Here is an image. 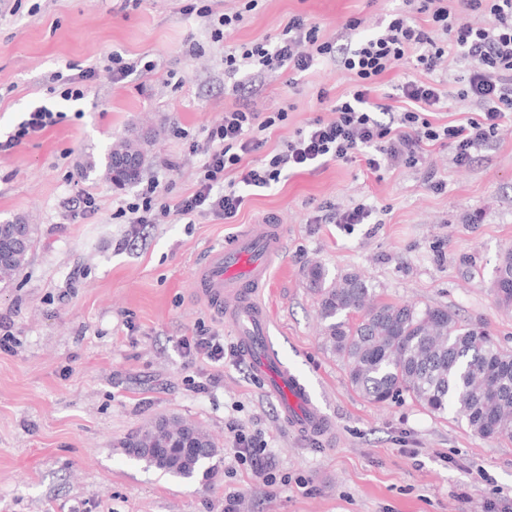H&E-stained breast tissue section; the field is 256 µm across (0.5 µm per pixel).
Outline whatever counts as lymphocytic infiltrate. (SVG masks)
Masks as SVG:
<instances>
[{"label": "lymphocytic infiltrate", "instance_id": "obj_1", "mask_svg": "<svg viewBox=\"0 0 512 512\" xmlns=\"http://www.w3.org/2000/svg\"><path fill=\"white\" fill-rule=\"evenodd\" d=\"M378 33L342 48L320 41L319 28L301 14L289 18L274 41L242 44L224 57V71L234 76H255L280 70L299 76L319 63L339 58L353 77L346 97L330 100L328 90L317 93L318 102H331L330 119L315 118L307 129L282 149L264 152L266 131L288 119L285 110L260 115L241 105L225 110L222 122L209 126L203 142L191 143L204 162L196 188L175 206L161 200L159 185L149 182L128 211L135 224H152L157 214L176 213L191 218L204 215L234 223L246 204V191L264 189L285 173L334 160L344 162L364 155L371 171L383 166L414 165L424 147L448 145L455 165H468L500 122L512 112V0H404ZM470 15L486 19L483 27L467 23ZM470 62L462 94L480 108L479 117L436 124L428 115L437 111L442 93L435 83L404 79L396 84L401 111L389 112L373 94L380 80L397 61L412 58L426 72H434L447 58ZM388 120H381V113ZM62 113L39 106L28 112L0 140V152L10 151L32 136L61 122ZM262 152L256 164L246 156ZM234 180H225V172Z\"/></svg>", "mask_w": 512, "mask_h": 512}]
</instances>
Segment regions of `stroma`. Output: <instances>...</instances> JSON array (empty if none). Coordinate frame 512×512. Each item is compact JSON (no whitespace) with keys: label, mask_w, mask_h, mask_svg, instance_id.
I'll use <instances>...</instances> for the list:
<instances>
[{"label":"stroma","mask_w":512,"mask_h":512,"mask_svg":"<svg viewBox=\"0 0 512 512\" xmlns=\"http://www.w3.org/2000/svg\"><path fill=\"white\" fill-rule=\"evenodd\" d=\"M190 0H0V135L39 105L62 123L0 152V218L35 226L22 271L0 283V512H512V441L486 439L453 415L428 411L409 395L377 407L351 387L325 346L317 297L306 285L314 263L329 278L362 274L378 300L443 306L512 350V308L497 305L495 271L512 249V116L473 162L459 167L448 146L426 149L414 167L370 172L364 157L289 174L247 199L236 223L172 214L130 226L124 209L141 185L159 182L176 204L194 189L203 163L190 151L207 126L245 102L257 112L287 110L268 133L281 148L322 111L320 88L345 95L352 81L325 61L290 83L265 74L243 96L227 93L224 52L275 37L295 14L342 45L373 35L402 0H258L243 23L213 41L206 19L183 14ZM360 19L356 30L347 21ZM150 61L123 81L112 52ZM94 68L83 98L50 92V75ZM466 61L426 73L396 64L378 85L386 102L402 76L435 80L445 96L431 121L477 116L461 96ZM152 130L139 183L118 188L82 177L132 128ZM443 181V190L429 179ZM95 200L79 215L75 203ZM377 206L374 224H317L321 208ZM284 227L263 290L281 360L310 389L334 433L312 437L284 423L239 355L231 326L192 288L205 250L238 228L266 220ZM224 338V362L185 356L180 342L199 328ZM212 378L208 391L195 382ZM182 418L217 441L218 472L184 482L146 468L122 444L150 419ZM260 432L274 483L235 456L230 426Z\"/></svg>","instance_id":"stroma-1"}]
</instances>
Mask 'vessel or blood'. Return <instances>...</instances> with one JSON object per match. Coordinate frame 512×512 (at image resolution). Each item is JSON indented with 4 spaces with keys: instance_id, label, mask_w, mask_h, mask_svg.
Wrapping results in <instances>:
<instances>
[{
    "instance_id": "b4317fda",
    "label": "vessel or blood",
    "mask_w": 512,
    "mask_h": 512,
    "mask_svg": "<svg viewBox=\"0 0 512 512\" xmlns=\"http://www.w3.org/2000/svg\"><path fill=\"white\" fill-rule=\"evenodd\" d=\"M282 236L279 224L244 225L230 244L209 247L193 270V286L199 299L231 324L254 376L276 399L281 419L298 430L324 434L330 421L303 381L281 361L259 295L279 254Z\"/></svg>"
}]
</instances>
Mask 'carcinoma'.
<instances>
[{
	"instance_id": "cac0c4a2",
	"label": "carcinoma",
	"mask_w": 512,
	"mask_h": 512,
	"mask_svg": "<svg viewBox=\"0 0 512 512\" xmlns=\"http://www.w3.org/2000/svg\"><path fill=\"white\" fill-rule=\"evenodd\" d=\"M151 142L150 137L119 139L107 150L102 168L90 160L82 175L97 170L117 187L132 185L140 172L112 160L132 154L143 163ZM28 255L23 250L0 264V282L16 277ZM305 278L318 297L324 343L367 402L381 406L406 392L434 414L453 412L484 438L512 439V352L502 350L482 328L461 323L446 307L379 302L375 289L357 272L330 283L323 267L313 265ZM493 292L499 305L512 307V250L497 266ZM183 441L192 442L194 449L181 452L175 444ZM123 448L128 456L174 477L191 479L200 473L210 479L216 474V441L181 419L154 418Z\"/></svg>"
}]
</instances>
